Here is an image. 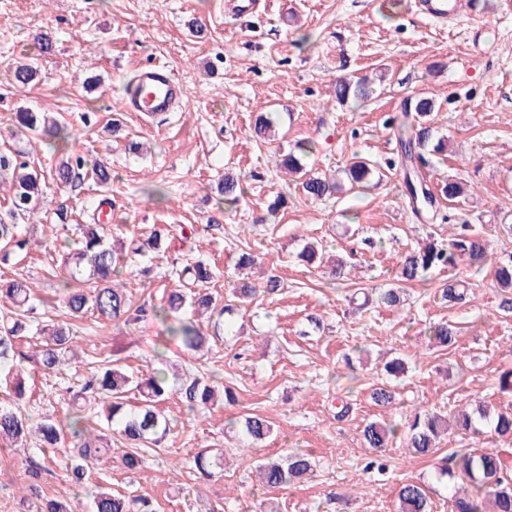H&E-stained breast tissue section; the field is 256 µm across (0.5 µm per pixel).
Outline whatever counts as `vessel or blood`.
I'll return each instance as SVG.
<instances>
[{"mask_svg":"<svg viewBox=\"0 0 512 512\" xmlns=\"http://www.w3.org/2000/svg\"><path fill=\"white\" fill-rule=\"evenodd\" d=\"M415 7L423 17L442 24L458 13L457 0H416ZM182 99V87L175 72L167 65L153 62L143 65L135 81L126 87L123 109L155 118L173 112Z\"/></svg>","mask_w":512,"mask_h":512,"instance_id":"1","label":"vessel or blood"}]
</instances>
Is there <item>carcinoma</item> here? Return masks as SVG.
<instances>
[{
    "mask_svg": "<svg viewBox=\"0 0 512 512\" xmlns=\"http://www.w3.org/2000/svg\"><path fill=\"white\" fill-rule=\"evenodd\" d=\"M37 69L28 63H20L12 70L16 85L25 87L36 77ZM375 89L366 77L355 80H340L336 83L335 96L339 103L348 101L366 102ZM435 98L423 97L405 106L403 120L397 126L398 142L402 158L423 159L428 147L440 151L443 140H434L433 128L428 117L435 110ZM12 132L25 135L39 132L43 136L65 143L72 138L67 126L45 112L20 110L9 115ZM314 145L301 143L298 151L283 155L278 167L288 174L301 175V190L314 199L334 194L340 184L327 177L306 170L303 160L313 154ZM91 175V180L100 187L112 185V171L101 159L90 169H85L82 156L71 153L52 170L56 183L66 186L81 176V170ZM12 173L9 217L11 222L0 218V262L6 264L10 258L30 254V240L22 231V223L31 219L43 196L45 176L25 160V152L17 149L0 154V174ZM344 174L351 186H363L370 181L373 169L370 163L357 159ZM421 184L405 180L406 196L415 213L428 211L435 206L437 196L450 201L467 193V188L458 181L447 180L431 190L427 177L418 176ZM224 194V205L233 208L244 195L239 178L229 174L218 185ZM81 242L63 256L66 275V294L62 304L67 316L79 319L90 312L98 319L123 324L130 328L138 323L159 320L165 325L166 335L153 342L156 355L171 342L183 349L200 351L209 343V334L199 320L186 317L183 312L202 314L210 312L215 318L213 328L220 330L224 315L234 313V304L223 303L207 291L205 286L214 279L211 265L198 260L172 268L177 287L168 293L165 303L133 307L124 290L115 283L113 275L132 262V258L161 248L166 229L159 228L145 240H133L127 247H116L105 239L106 224H81ZM488 242L470 224H460L448 235V244L430 242L408 252L399 267V280L405 283L419 282L432 270L453 267L460 262L483 263L489 257ZM495 279L501 288L512 289V255L495 263ZM404 289L387 288L377 293L375 302L383 307H399L404 303ZM465 290L460 284L441 286V299L456 304L462 302ZM0 303L10 307V320L0 332V370L5 371V382L18 398L24 396L25 384L14 374L16 369L29 360L46 372L56 373L65 363V354L73 351L75 336L67 322L53 325L39 321L40 307L45 302L35 297L34 289L23 277L6 281L0 279ZM430 332L439 347H454L458 342V331L446 322L435 323ZM48 336V339L28 354L21 349L20 341L29 336ZM137 392L138 401L130 406L127 394ZM181 401L191 412L211 408L216 402V389L198 379L185 381L180 389ZM166 381L159 374L134 377L127 374L116 362L102 360L87 363L79 390L70 397V417L63 423L50 416L37 424L30 417L11 405L0 404V442L11 447L23 441L31 432H37L40 451H53L67 446L71 462L67 468L69 481L77 490L84 489L86 466L108 463L111 452L112 431L131 442L132 448L120 457V465L135 471L141 468L145 455L160 447L169 431V418L162 408L167 399ZM487 422L494 433L501 437L512 436V410L490 413L481 406L472 414H464L456 420V427L474 435L482 433L479 423ZM448 432V418L434 411L416 410L411 415L405 431L408 447L419 457H428L438 448L441 435ZM242 438L253 444L271 433V424L259 416H247L241 426ZM398 433L397 426L379 420L368 422L362 436L367 447L379 450L388 446ZM224 471V457L204 449L193 457V472L199 479H210ZM258 477L267 489L281 488L302 481L312 473L311 455L298 449L284 458H267L257 465ZM439 475L448 481H461L468 489L457 490L452 496L453 512H512V456L502 453H476L454 451L441 459ZM91 512H157L153 501L142 495L112 491L110 487L95 486L89 492ZM397 512H428V495L425 485L404 482L397 486ZM39 512H73L68 499H45Z\"/></svg>",
    "mask_w": 512,
    "mask_h": 512,
    "instance_id": "cac0c4a2",
    "label": "carcinoma"
}]
</instances>
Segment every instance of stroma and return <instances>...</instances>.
Here are the masks:
<instances>
[{"mask_svg": "<svg viewBox=\"0 0 512 512\" xmlns=\"http://www.w3.org/2000/svg\"><path fill=\"white\" fill-rule=\"evenodd\" d=\"M460 2L444 26L418 15L413 0L394 8L388 0H265L241 18L225 15L224 0H0V147L25 149L48 175L38 216L24 226L32 250L23 261L0 264V274H22L38 298L54 300L63 247L78 239L76 226L99 195L87 177L73 187L51 180L61 150L6 133L9 114L28 109L57 113L78 130L86 159L107 156L114 237L127 241L167 227L149 274L133 266L117 278L134 304H160L174 286L178 258L210 263L211 291L224 294L238 281L234 266L244 248L257 258L249 283L260 287L271 275L281 282L277 292L259 291L245 303L233 335L211 343L204 356L173 345L156 358L148 343L164 335V324L128 329L89 314L73 326L80 363L51 377L27 370L18 406L35 420L63 417L66 390L79 386L86 363L110 358L134 374L150 366L165 371L173 387L164 403L171 431L160 450L147 454L136 474L117 464L92 469V484L146 495L159 512H245L257 462L303 449L314 471L270 492L279 512H396L395 489L406 481L426 486L431 512H451L454 490L434 473L440 459L473 448L512 450V437L491 431L478 442L450 430L429 458L413 456L400 437L379 453L362 438L368 421L402 425L416 409L453 415L480 403L512 406V393L496 381L512 370V313L500 309L505 291L492 264L429 272L425 281L406 284L397 309L362 307L351 298L359 288L397 285L403 256L432 238L447 242L453 224L482 231L491 256L512 253V0ZM38 33L52 36L51 54L39 55ZM26 55L37 56L38 75L22 89L11 70ZM155 61L170 65L185 91L184 104L161 124L121 109L137 69ZM378 69L385 78L372 100L360 107L336 102L337 81ZM94 75L101 85L84 89ZM421 96L435 97L433 123L448 138L446 152L431 158V183L452 176L471 189L430 215L414 214L406 202L393 124L405 103ZM261 112L279 115L265 141L251 132ZM114 122L119 132H109ZM308 140L315 144L307 160L313 173L340 176L358 155L373 161L381 181L306 197L275 160ZM133 141L145 143L143 155L129 152ZM227 173L246 189L231 209L217 192ZM279 197L284 206L273 208ZM315 239L346 261L342 282L328 265L298 259L303 243ZM448 279L467 290L451 307L437 294ZM439 321L458 328L455 348L430 343L427 330ZM395 357L408 369L390 379L384 365ZM195 376L232 387L236 402L187 413L176 387ZM382 384L394 392V406L372 402ZM341 399L351 405L342 419ZM251 415L268 420L272 431L245 450L229 423ZM38 446L32 439L0 450V512H37L45 497L70 499L74 512H89L85 496L64 479L67 453L44 455ZM204 448L223 449L230 467L198 482L187 465ZM32 462L48 470L35 488Z\"/></svg>", "mask_w": 512, "mask_h": 512, "instance_id": "stroma-1", "label": "stroma"}]
</instances>
